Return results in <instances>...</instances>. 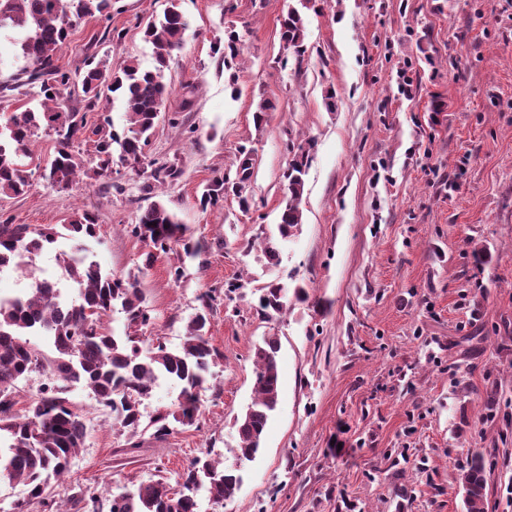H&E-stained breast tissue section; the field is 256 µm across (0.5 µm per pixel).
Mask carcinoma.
Instances as JSON below:
<instances>
[{
  "label": "carcinoma",
  "mask_w": 512,
  "mask_h": 512,
  "mask_svg": "<svg viewBox=\"0 0 512 512\" xmlns=\"http://www.w3.org/2000/svg\"><path fill=\"white\" fill-rule=\"evenodd\" d=\"M112 0H0V30L18 33L8 41L26 66L14 83L0 87V94L27 87L34 91L39 107H20L0 122V196H20L30 186L32 170L30 145L39 132L55 135L56 150L43 177L59 192L78 183V173L102 181L112 175L114 157L126 156L140 164L131 172L143 175L141 191L174 184L182 175L175 161H159L150 156L151 137L169 95L165 70L181 50L189 21L180 0H169L163 15L149 21L143 30L151 45L154 67L146 70L136 59L118 67L105 60L85 62L84 72L58 64V54L66 43L69 22L99 14L110 16ZM280 40L297 64L307 53L306 26L295 7L279 19ZM240 36L234 29L224 33V44L216 45L224 67L231 68L241 54ZM79 77L81 92L88 106H95L104 95L120 99L126 110V125L112 128L108 116L100 115L93 129L96 165L85 168L79 145L86 132V115L66 108L72 94L73 77ZM235 169L212 181L202 194V207L221 205L228 194L239 198L245 211L250 203L243 191L254 166L252 150L243 146ZM309 151L298 148L284 173V206L278 232L286 240L302 223L300 203L304 193L305 169ZM132 237L164 254L175 247L180 265L173 268V280L184 276L183 262L202 251V245L187 236V228L162 202L153 201L140 211L137 222L129 225ZM98 236L95 218L75 213L66 224L30 228L27 224H0V268L20 267L31 257L61 239L71 242L68 250L56 254L67 278L79 286V298L68 307L54 299L53 285L32 278L30 288L0 300V439L6 445L0 457V485L28 486L27 496L13 503L12 512H32L45 505L43 494L51 483L61 479L71 458L84 447L88 427L84 415L70 399L71 386L81 382L96 402L112 413L121 428L136 436L145 430L163 437L172 425L192 426L199 417V392L204 388L217 352L207 336L208 310L215 296L201 295V310L187 324L180 347L165 344L144 351L139 335L151 324L152 316L138 276L108 273L90 259L86 241ZM288 306L285 286L273 283L262 289L259 310L271 317ZM119 312L124 332L117 335L105 319ZM32 336H51L55 343L47 350L31 342ZM279 340L268 336L253 353V399L236 418L238 446L232 449L237 465L226 468L207 451L178 474L175 484L164 480L139 483L133 490L100 498L85 488L71 497L75 512H199L197 493L205 488L214 504L231 499L243 480V468L262 449L263 434L270 415L279 402L277 354ZM51 376V385L42 386L27 405L19 409L16 384L32 374ZM180 387L174 403L144 413L159 379ZM464 490L466 512H487V476L483 454L476 453L459 474Z\"/></svg>",
  "instance_id": "obj_1"
}]
</instances>
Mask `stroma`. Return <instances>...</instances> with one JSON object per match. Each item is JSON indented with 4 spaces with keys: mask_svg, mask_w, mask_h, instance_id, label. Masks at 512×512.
<instances>
[{
    "mask_svg": "<svg viewBox=\"0 0 512 512\" xmlns=\"http://www.w3.org/2000/svg\"><path fill=\"white\" fill-rule=\"evenodd\" d=\"M298 3L182 0L189 28L165 73L172 93L151 152L182 170L162 200L204 244L196 259L147 261L126 231L145 203L128 173L121 195L99 182L59 193L36 173L25 195L0 198V223L96 215V259L138 273L153 309L142 348L179 346L200 295L240 285L209 312L221 358L196 424L143 434L134 450L90 390H73L86 444L33 512H57L77 487L175 479L209 448L232 465L253 350L267 336L280 341L278 407L235 496L201 498L202 512H465L456 477L477 451L490 462L488 512H512V0H322L304 12L299 65L285 62L279 38ZM166 6L112 0L111 20L88 16L72 30L59 65L134 58L153 68L142 29ZM228 26L243 44L231 72L214 52ZM264 99L272 108L258 123ZM290 143L309 149L302 222L271 265L262 247L277 235ZM243 145L254 154L250 209L232 197L202 209ZM271 282L306 296L264 318L258 295Z\"/></svg>",
    "mask_w": 512,
    "mask_h": 512,
    "instance_id": "stroma-1",
    "label": "stroma"
}]
</instances>
